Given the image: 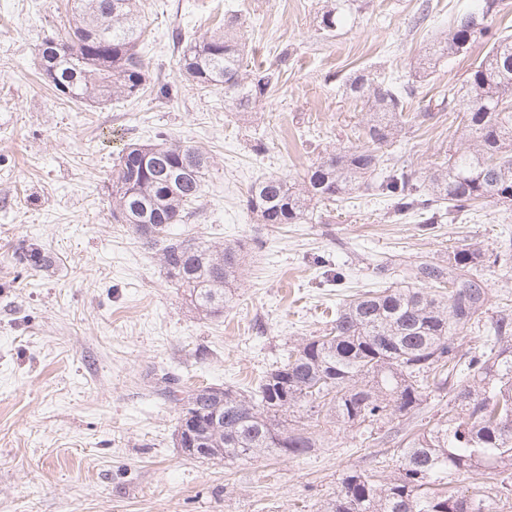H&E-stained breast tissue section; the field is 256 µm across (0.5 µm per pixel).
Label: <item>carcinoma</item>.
<instances>
[{
  "instance_id": "obj_1",
  "label": "carcinoma",
  "mask_w": 512,
  "mask_h": 512,
  "mask_svg": "<svg viewBox=\"0 0 512 512\" xmlns=\"http://www.w3.org/2000/svg\"><path fill=\"white\" fill-rule=\"evenodd\" d=\"M140 0H75L64 35L38 48L43 69L62 98L87 105L135 100L151 80L143 55L146 19ZM501 0H482L471 26L456 18L448 34L425 46L415 62L418 79L436 71L442 58L468 50L476 38L491 41L470 65L460 85L436 104L450 112L462 107L461 142L448 159L423 174L385 153L399 141L408 119L405 105L414 94L408 82L383 84L358 73L346 92L361 102L368 119L358 129V145L321 157L296 185L283 176H264L242 194L255 224H310L315 208L331 206L358 192L387 197L395 216H415L425 227L474 214L487 202H512V34L494 31L488 19ZM348 0H324L319 27L331 34L340 26ZM244 23L236 13L224 30L190 42L180 70L201 89L224 92V108L250 112L288 69V47L276 67L244 68ZM207 169L198 149L163 136L155 144L131 143L112 167V220L127 224L142 245L156 251L184 301L208 318L223 316L233 302L229 285L248 254V245H207L173 235V224L196 214ZM19 262L33 270L53 259L31 244L16 248ZM482 254L467 244L453 251L448 266L414 265L410 286L359 291L336 311L319 335L288 347L281 361L264 372L257 390L224 387L218 399L204 387H185L167 373L162 394L175 404L177 419L196 413L204 451L193 459L224 464L263 457L300 459L318 447L301 422L315 426L370 427L393 416L410 418L426 389L452 392L448 417L409 428L396 442L392 470L383 477L348 468L336 495L317 512H497L489 496L467 497L441 488L443 475L472 479L491 468L512 466V318L491 327L485 349L463 356L455 337L486 307L489 296L471 273Z\"/></svg>"
}]
</instances>
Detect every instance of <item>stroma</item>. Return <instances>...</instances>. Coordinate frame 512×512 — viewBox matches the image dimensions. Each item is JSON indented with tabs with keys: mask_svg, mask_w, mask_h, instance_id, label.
<instances>
[{
	"mask_svg": "<svg viewBox=\"0 0 512 512\" xmlns=\"http://www.w3.org/2000/svg\"><path fill=\"white\" fill-rule=\"evenodd\" d=\"M72 3L0 0V512H315L345 469H385L389 446H360L358 429L336 427L298 460H193L175 445L176 411L154 378L253 387L288 345L328 328L346 295L409 282L422 260L447 265L462 243L485 256L475 274L489 303L455 344L482 350L492 322L512 310V203L431 230L393 217L376 195L312 224H254L240 204L256 179L302 181L320 157L354 143L363 111L346 80L360 71L409 80L420 49L480 0H353L329 35L318 28L321 0H141L150 68L169 95L151 88L97 107L59 100L38 74L37 48L63 32ZM423 5L427 18L413 26ZM231 11L244 19L249 67L291 53L274 91L247 113L225 110L222 92L179 69L181 42ZM487 49L478 40L442 59L417 82L409 112L460 83ZM461 128L454 113H435L392 153L427 170ZM162 133L209 158L201 207L172 233L250 245L218 319L192 310L158 254L112 221L107 184L119 151ZM23 242L55 264L24 269L14 255Z\"/></svg>",
	"mask_w": 512,
	"mask_h": 512,
	"instance_id": "35a3bbf8",
	"label": "stroma"
}]
</instances>
